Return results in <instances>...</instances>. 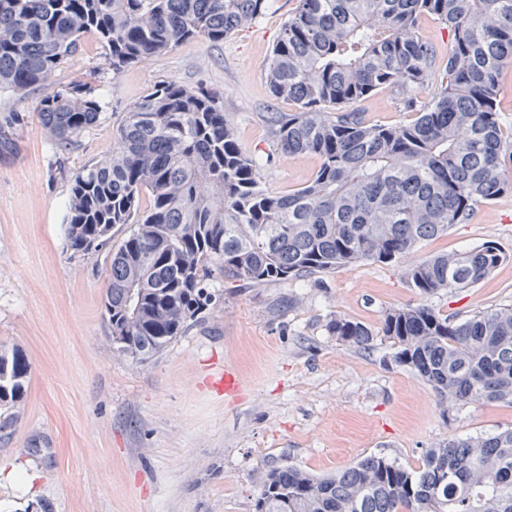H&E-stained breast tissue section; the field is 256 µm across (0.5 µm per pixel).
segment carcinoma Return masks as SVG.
<instances>
[{
  "instance_id": "obj_1",
  "label": "carcinoma",
  "mask_w": 512,
  "mask_h": 512,
  "mask_svg": "<svg viewBox=\"0 0 512 512\" xmlns=\"http://www.w3.org/2000/svg\"><path fill=\"white\" fill-rule=\"evenodd\" d=\"M270 0H0V92L42 90L43 125L73 149L102 113L95 89L56 87L55 73L95 33L112 74L195 37L214 44L255 22ZM430 16L452 33L431 101L406 125L367 122L354 105L389 89L411 108L431 80ZM512 64V0H297L266 66L269 92L298 106L264 116L272 152L312 155L302 187L273 192L261 159L240 148L223 94L159 83L112 128V155L74 178L65 215L73 257L104 254V313L112 349L148 359L206 309L214 272L251 286L359 262H391L512 193V122L497 111V76ZM24 115L0 112V161L19 149ZM148 194L150 207L140 211ZM130 225L120 243L114 229ZM506 260L493 241L420 257L404 278L422 298L381 326L345 317L328 332L421 378L443 412L462 403L512 404V306L448 318L429 298L471 288ZM31 365L0 344L2 427L17 422ZM255 512H512V429L424 449L405 467L370 455L336 474L286 463L257 476Z\"/></svg>"
}]
</instances>
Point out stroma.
<instances>
[{
    "mask_svg": "<svg viewBox=\"0 0 512 512\" xmlns=\"http://www.w3.org/2000/svg\"><path fill=\"white\" fill-rule=\"evenodd\" d=\"M296 0H271L252 25L214 44L198 37L113 75L94 34L62 64L64 86L96 75L104 103L97 126L60 152L39 113L40 92L0 94V112L25 116L17 155L0 162V342L31 362L23 413L0 430V512H254L260 470L284 463L322 475L368 455L418 466L424 448L452 436L512 428V404H459L443 412L432 389L395 365L377 338L371 351L328 335L344 316L380 327L386 311L418 303L402 262H360L262 287L214 274L212 304L166 349L136 361L113 353L104 317L103 259L66 250L72 181L112 153V127L152 87L174 80L223 93L242 150L264 156L263 116L291 112L273 99L265 67ZM366 120L399 125L415 109L382 90L358 106ZM311 155L262 169L285 192L316 170ZM496 242L508 259L472 288L430 299L466 319L512 304V194L479 204L470 219L423 241L418 256ZM241 381L214 387V366Z\"/></svg>",
    "mask_w": 512,
    "mask_h": 512,
    "instance_id": "1",
    "label": "stroma"
}]
</instances>
